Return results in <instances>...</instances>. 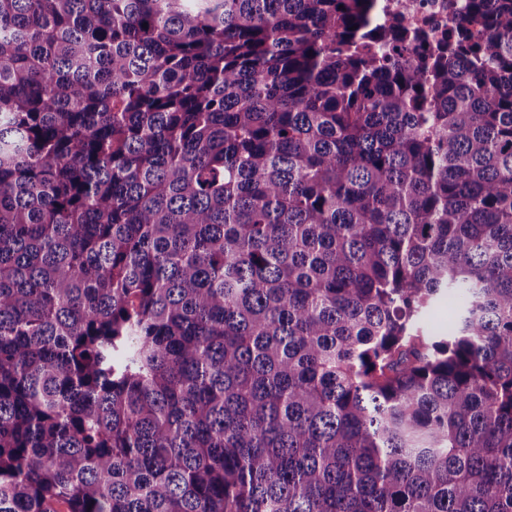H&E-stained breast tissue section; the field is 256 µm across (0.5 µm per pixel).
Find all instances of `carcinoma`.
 <instances>
[{"mask_svg":"<svg viewBox=\"0 0 512 512\" xmlns=\"http://www.w3.org/2000/svg\"><path fill=\"white\" fill-rule=\"evenodd\" d=\"M60 505L512 512V0H0V512ZM384 13L397 15L410 28H423L440 37L461 0H379ZM454 312V300L447 296L430 316L428 327L438 333H448V327L453 319Z\"/></svg>","mask_w":512,"mask_h":512,"instance_id":"cac0c4a2","label":"carcinoma"}]
</instances>
